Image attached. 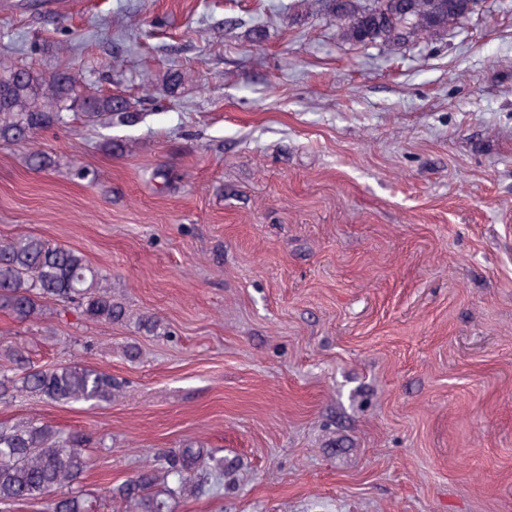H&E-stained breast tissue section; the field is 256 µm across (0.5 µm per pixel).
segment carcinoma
I'll list each match as a JSON object with an SVG mask.
<instances>
[{"label": "carcinoma", "mask_w": 512, "mask_h": 512, "mask_svg": "<svg viewBox=\"0 0 512 512\" xmlns=\"http://www.w3.org/2000/svg\"><path fill=\"white\" fill-rule=\"evenodd\" d=\"M469 0H298L294 22L318 15L340 26L342 40L360 46L401 47L438 40L471 18ZM186 75L169 69L149 80V94L133 104L106 91L83 96L67 73L48 75L31 68L0 74V142L27 143V164L47 171L55 158L38 147L40 132L70 119L85 124L133 126L142 108L161 96L175 102ZM73 304L89 321L112 324L127 318L112 300L107 278L79 249L52 245L36 236L0 241V311L18 322L46 315L47 302ZM11 365H0V402L17 391L63 404L112 401L118 388L112 375L84 364L43 368L21 347L8 352ZM211 455L187 447L174 455L158 454L139 474L118 488L134 512H173L172 502L202 492ZM94 457L82 440L36 419L0 424V512H13L27 501L47 502V512H95L97 499L85 493L84 474Z\"/></svg>", "instance_id": "carcinoma-1"}]
</instances>
